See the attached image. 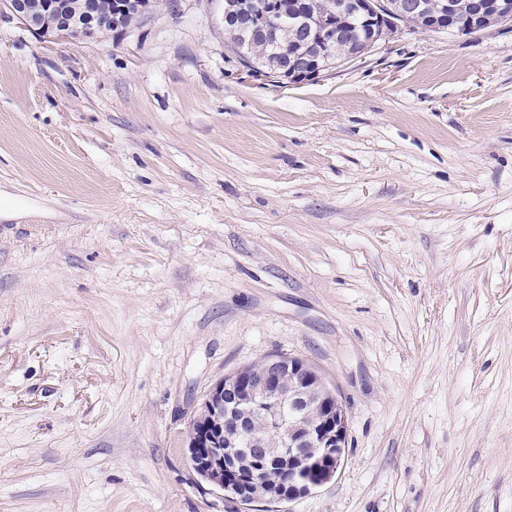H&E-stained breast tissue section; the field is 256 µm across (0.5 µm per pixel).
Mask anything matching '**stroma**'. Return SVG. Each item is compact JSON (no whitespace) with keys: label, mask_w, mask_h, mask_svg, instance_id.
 I'll return each instance as SVG.
<instances>
[{"label":"stroma","mask_w":512,"mask_h":512,"mask_svg":"<svg viewBox=\"0 0 512 512\" xmlns=\"http://www.w3.org/2000/svg\"><path fill=\"white\" fill-rule=\"evenodd\" d=\"M0 15V512H226L186 426L302 357L342 468L279 512H512V27L240 77L215 0ZM9 0L1 6V13L17 19L41 43H51L60 38L84 39L93 38L101 30L127 34L134 26L125 23L122 14L127 10L124 6L112 8V14L102 15L95 7L96 0H85L82 16L78 18L69 0Z\"/></svg>","instance_id":"stroma-1"}]
</instances>
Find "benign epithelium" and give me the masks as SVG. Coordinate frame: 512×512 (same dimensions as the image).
<instances>
[{"mask_svg": "<svg viewBox=\"0 0 512 512\" xmlns=\"http://www.w3.org/2000/svg\"><path fill=\"white\" fill-rule=\"evenodd\" d=\"M314 6L313 0H290V5L278 3L274 8L264 0H237L225 8L227 21L241 13L248 18V25L239 29L237 40L229 46L241 60V74L282 85L328 72L326 64L313 70L301 66L290 71L284 82L254 56V29L267 32L268 54L278 55L281 27L290 19L312 15ZM426 9L423 0L359 2L360 18L374 31H395ZM446 9V18L428 17L432 29L454 27L459 6L448 0ZM498 9V0H474L465 6V32L473 36L488 31ZM0 11L17 19L42 43L93 38L105 29L126 34L132 28L122 19L125 7L102 15L95 0H85L80 17L68 0H7ZM316 35L321 56L335 54L336 25L323 22ZM346 435L344 405L323 371L302 358L271 355L255 368L244 367L224 376L206 391L189 422L186 443L193 470L222 491L224 501L233 503L237 512H250L258 503L281 504L329 482L343 466Z\"/></svg>", "mask_w": 512, "mask_h": 512, "instance_id": "obj_1", "label": "benign epithelium"}]
</instances>
